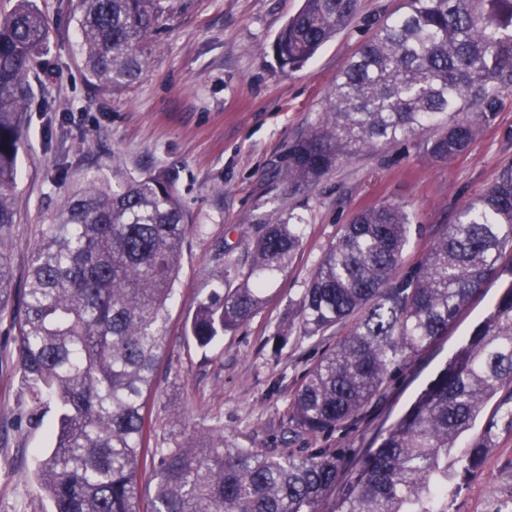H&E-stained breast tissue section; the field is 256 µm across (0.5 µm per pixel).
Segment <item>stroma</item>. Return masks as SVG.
<instances>
[{"mask_svg": "<svg viewBox=\"0 0 512 512\" xmlns=\"http://www.w3.org/2000/svg\"><path fill=\"white\" fill-rule=\"evenodd\" d=\"M52 31L49 71L31 78L34 101L22 115L7 240L16 290L26 286L33 250L77 186H112L146 171L171 170L196 228L184 243L176 292L168 305L170 343L149 398L151 447L188 445L197 427L241 448H333L347 462L337 489L368 448L470 337L511 279L489 281L461 310L446 336L391 381L350 426L330 434L291 435L287 406L303 375L333 342L287 332L288 311L334 242L360 209L401 201L418 224H446L512 162V95L495 123L452 162L429 160L419 146L392 143L339 163L316 186L289 193L276 177L288 146L313 123L337 75L400 0H359L354 22L296 69L280 68L272 45L301 0H172L147 66L130 88L106 92L85 78L70 0H34ZM305 220L303 247L268 305L211 350L183 335L199 292L216 284V245L242 254L256 225ZM18 327L0 313V512H49L33 476L48 448L46 427L23 423L26 397L17 369ZM451 512H512V430L450 505Z\"/></svg>", "mask_w": 512, "mask_h": 512, "instance_id": "obj_1", "label": "stroma"}]
</instances>
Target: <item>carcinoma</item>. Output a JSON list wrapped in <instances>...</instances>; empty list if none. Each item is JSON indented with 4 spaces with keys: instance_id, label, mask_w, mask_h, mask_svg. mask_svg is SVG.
<instances>
[{
    "instance_id": "cac0c4a2",
    "label": "carcinoma",
    "mask_w": 512,
    "mask_h": 512,
    "mask_svg": "<svg viewBox=\"0 0 512 512\" xmlns=\"http://www.w3.org/2000/svg\"><path fill=\"white\" fill-rule=\"evenodd\" d=\"M87 80L114 92L146 66L168 0H74ZM359 0H303L273 43L281 67L308 61L354 20ZM50 30L32 0L0 18V309L18 326L26 424L53 412L52 448L34 477L50 512H140L141 467L150 512H320L344 460L328 448H239L201 432L192 446L151 448L148 396L169 343L167 302L193 224L171 172L116 189L72 191L34 250L29 285L14 297L5 241L15 223V157L30 75L45 65ZM512 93V0H403L337 76L318 118L288 148L291 192L317 184L359 152L412 140L434 161L464 155ZM412 215L401 202L361 209L325 250L288 330L336 335L288 406L293 431L318 435L356 420L385 396L459 311L493 278L512 276V164L405 264ZM304 224H264L247 254L222 248L218 288L199 294L185 337L204 349L261 309L303 245ZM344 328L340 335L337 329ZM497 400L498 420L456 455L457 442ZM512 429V281L466 343L388 430L342 493L338 512H448Z\"/></svg>"
}]
</instances>
